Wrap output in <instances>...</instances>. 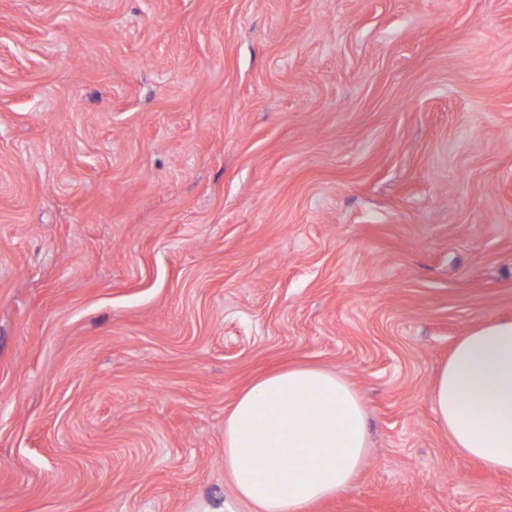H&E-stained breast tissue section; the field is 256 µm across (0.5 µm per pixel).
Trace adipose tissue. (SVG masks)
<instances>
[{"instance_id":"ef3b65f1","label":"adipose tissue","mask_w":512,"mask_h":512,"mask_svg":"<svg viewBox=\"0 0 512 512\" xmlns=\"http://www.w3.org/2000/svg\"><path fill=\"white\" fill-rule=\"evenodd\" d=\"M436 418L470 463L512 472V322L469 331L431 386ZM368 416L352 385L293 365L256 378L224 420V465L254 512H305L360 473Z\"/></svg>"}]
</instances>
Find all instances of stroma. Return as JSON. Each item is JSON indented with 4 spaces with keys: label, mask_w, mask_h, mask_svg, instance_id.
I'll list each match as a JSON object with an SVG mask.
<instances>
[{
    "label": "stroma",
    "mask_w": 512,
    "mask_h": 512,
    "mask_svg": "<svg viewBox=\"0 0 512 512\" xmlns=\"http://www.w3.org/2000/svg\"><path fill=\"white\" fill-rule=\"evenodd\" d=\"M512 321V0H0V512H253L224 417L368 411L310 512H512L431 382Z\"/></svg>",
    "instance_id": "35a3bbf8"
}]
</instances>
